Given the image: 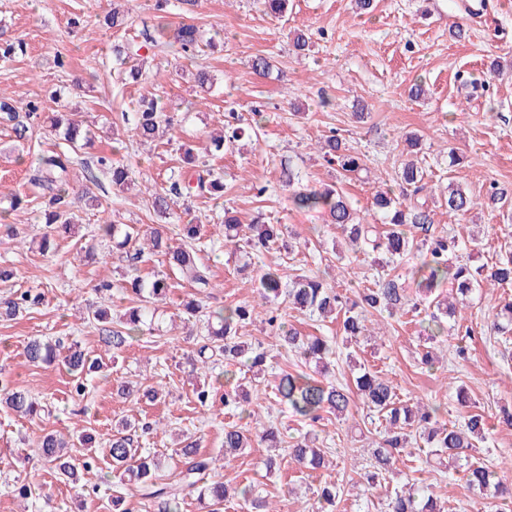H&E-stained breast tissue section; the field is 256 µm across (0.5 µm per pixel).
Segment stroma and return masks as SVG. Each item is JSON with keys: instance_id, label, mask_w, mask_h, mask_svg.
Returning <instances> with one entry per match:
<instances>
[{"instance_id": "1", "label": "stroma", "mask_w": 512, "mask_h": 512, "mask_svg": "<svg viewBox=\"0 0 512 512\" xmlns=\"http://www.w3.org/2000/svg\"><path fill=\"white\" fill-rule=\"evenodd\" d=\"M116 4L126 18L122 32L102 22ZM456 22L466 29L460 40L449 34ZM184 24L215 38L216 47L192 59L178 54L173 33ZM1 30L7 38L22 41L23 48L10 61L0 62V94L19 102L40 99L44 113L74 112L83 123L97 127L93 145L75 155L69 178L78 192L89 187L88 172L97 173L99 185L93 189L101 206L92 210L75 202L77 222L71 233L54 238L51 249L41 252L37 240L44 232L39 222L43 198L32 184L33 157L42 149H65L66 143L42 128L30 130L27 139L16 138L10 122L0 118V197L19 193L29 200L28 206L5 216L21 238L0 239V266L16 272L13 280L0 282V296L27 289L42 295L38 305L16 320L0 322V372L53 409L52 417L43 421L0 411V512H22L13 497L19 481L47 498L54 512H108L116 480L110 459L101 458L99 470L83 474L72 485L41 462L36 448L49 431L85 432L96 445H104L113 423L123 418L158 420V428L144 434L141 442L157 452L162 474H171L180 437L188 434L199 439L201 453L223 456L227 476L254 485L280 512H304L326 481L339 488L333 512H385L384 489L368 491L359 483L360 472L372 460V444L383 434L371 423L362 399H355L349 420L329 415L313 425L297 421L286 408H274L272 419L284 451L273 467L263 465L261 447L225 456L224 425L238 417L221 405L209 411L198 407L188 380L191 358L203 336L200 323L180 321L181 303L193 292L190 284L169 274L173 289L161 311L164 319L174 320L173 329L160 338L133 337L115 357L102 340L101 324L88 319L89 305L99 300L94 290L99 278L116 274L115 265L101 262L112 245L96 244L89 258L82 257L81 248L92 243L106 216L135 227L161 226L176 244L182 225L199 220L205 225L200 258L210 270L209 307L253 301L257 273L268 266L280 268L287 277L322 274L340 290L373 286L387 272L400 277L408 295H416L417 285L408 274L411 259L386 269L361 254L337 259L332 243L339 240V231L327 223L323 211L295 210L282 182V166L291 162L303 188L338 183L360 216L373 220L372 194L380 185L396 187L406 159L402 136L412 131L420 137L418 160L427 172L422 197L434 212L436 228L462 239L480 233L479 248L460 250L456 258L476 265L494 263L502 248L512 246V204L484 205L453 220L443 202L451 182L479 198L486 197L491 184L512 186V76L489 71L494 63L512 69V0H497L496 8L479 19L451 8L450 0H372L366 11L355 0H289L287 13L279 18L266 14L259 0H170L163 12L155 0H0ZM297 30L310 37L302 56L290 45ZM126 36L143 44L140 60L146 79L136 84H122L112 53L113 44ZM258 54L270 57L269 75L248 68L250 57ZM60 55L66 57V67H57ZM202 67L215 78L212 92L205 95L193 79ZM418 80L425 94L415 100L408 91ZM59 87L64 90L60 96L55 93ZM151 95L176 105L170 141L143 144L129 135L124 113ZM203 95L208 98L204 105L198 102ZM231 110L247 122L261 115L256 138L242 140L231 152L210 150V132L223 126ZM333 131L363 158L358 174L341 176L320 157L317 144ZM116 138L126 144L120 157L133 169V182L124 190L113 188L109 174L96 164ZM183 144L202 153L223 175L224 196L217 201L179 198L173 217L163 220L154 213L148 192L170 186ZM452 150L464 157L455 167L448 164ZM227 208L244 224L261 220L284 225L304 244L292 252L276 247L256 254L251 270L241 271L240 254L214 237V226ZM511 296L510 287L473 295L462 312L471 334L445 337L441 369L430 372L420 362L426 346L421 313L371 316L376 344L359 350L358 358L389 378L401 399L437 405L442 421L463 425L466 410L456 400L460 386L470 405L498 416L501 409H512V363L503 359V346L489 335L487 324ZM281 313L286 324L303 334L328 339L334 349L331 377L351 382L339 320L322 321L287 306ZM238 334L261 343L268 353L264 377L256 380L246 374L242 383L254 403L269 405L280 369L292 365L294 358L280 348L263 311H255ZM37 336L78 343L98 359V373L85 382L87 414L73 412L74 379L66 370L26 360L24 346ZM461 341L468 347L464 360L454 351ZM122 381L161 385L167 395L154 404L125 401L113 392ZM307 435L327 450L330 469L310 472L291 463L287 447ZM465 454L512 481V428L496 427L487 442ZM398 467L430 484L445 512L499 510L496 499L468 488L455 470L425 465L415 454L404 457Z\"/></svg>"}]
</instances>
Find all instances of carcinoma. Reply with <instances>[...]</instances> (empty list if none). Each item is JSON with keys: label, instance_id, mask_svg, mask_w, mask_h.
Returning <instances> with one entry per match:
<instances>
[{"label": "carcinoma", "instance_id": "1", "mask_svg": "<svg viewBox=\"0 0 512 512\" xmlns=\"http://www.w3.org/2000/svg\"><path fill=\"white\" fill-rule=\"evenodd\" d=\"M203 35L193 24L182 25L175 35L179 52L186 58L195 57L202 46ZM0 113L4 118L15 122L16 137L27 138L30 126L19 120L14 101L0 97ZM131 131L141 140H152L159 131L172 129L173 117L168 112L167 103L158 96L143 97L132 112ZM49 131L64 140L71 149H77L78 141L87 143L93 139L91 130H81L80 126L63 116L51 119ZM255 130L252 125L224 127V131L214 138V145L221 149L232 148L236 142L249 138ZM322 158L334 164L343 174H356L363 169V160L346 146L336 134L325 137L320 145ZM183 165L189 169L179 173L181 181H174L170 187L151 193V205L161 216L171 215L176 204L172 195H185L201 199H220L224 194L221 174L208 165H200L192 149L182 152ZM37 181L49 193V198L41 214L47 231L43 242H49L53 233L71 232L74 219L71 213V188L67 180L71 166L70 153L42 151L36 158ZM98 164L108 170L112 186L123 189L131 183V168L107 156L98 158ZM400 180L414 187V192L424 190V172L418 162L410 160L404 164ZM293 207L301 211L322 210L327 215V223L334 224L346 235L353 253L379 255L389 264L410 254L418 253L423 259L410 270L411 279L417 282L419 299H409L397 276H386L374 283V287L360 288L354 297H349L330 286L318 276L298 275L292 280L284 279L280 269L268 268L259 279L258 298L263 303L273 304L284 299L294 309L306 311L320 318L343 315L342 332L347 344L359 342L368 331L367 315L386 312L393 317L418 310L423 305L431 309L427 319L429 340L448 336L447 318H454L463 304V297L487 286L512 285V253L505 254L494 265L486 269L472 268L466 263L450 264L449 256L460 250L461 242L449 233L433 230V213L426 202L418 200L407 204L389 191L378 190L373 195L372 205L381 215V223L388 226L382 231L376 224H365L357 219L352 204L346 195L335 186L321 190L299 189L290 196ZM448 216L464 215L473 210L479 202L454 183H448L446 198ZM224 244L234 249L248 247L259 252L276 244L280 239L279 228L275 224H241L234 212L224 210V220L220 224ZM183 243L175 246L170 239L157 229L138 230L128 225L114 224L104 220L97 225V236L112 242V251L126 262V272L122 282L114 283L108 277L98 281L95 291L104 302L112 301L113 293H129L138 300V305L123 315L120 326L112 329L104 338L105 345L112 354L121 352L129 339L146 332L160 331L155 324L157 299L167 297L171 284L165 274H156L151 279L139 275V263L144 255L159 254L165 257L171 270L193 284L195 295L182 304L183 313L190 318H204L207 344L201 346L197 355L205 354L210 348L224 356V397L221 403L238 412L239 419H252L256 410L248 408L240 401L239 379L236 370L244 369L259 376L267 369V356L236 336L238 325L248 321L254 311L251 304L225 306L211 310L203 304V296L210 287L207 268L200 263L197 249L192 242L200 240L201 225L185 224ZM35 299L27 291L16 292L10 298L0 300V320L14 319ZM267 324L280 335L282 346L293 352L299 362L314 367L313 373L303 370L283 371L275 385V403L288 407L292 414L304 422L318 420L321 413L327 412L337 418H346L352 409V394L358 393L369 410L385 417L386 436L373 450L372 469L361 476V483L367 489L382 485L396 473V466L408 448L411 433L418 434L427 444L425 455L454 466L463 472L468 487L484 491L493 488L498 496L509 499L502 510L512 512V486L480 462L464 461L460 449L471 448L476 442L485 441L492 426L485 415L470 412L465 416L464 425L456 427L438 420V407L420 400L406 402L399 398L394 384L366 368H358L353 377L354 387L336 385L327 380L325 371L327 359L333 354L329 341L319 336H303L296 329L285 328L277 309L269 310ZM495 336L512 335V301H506L496 313L490 325ZM27 361L33 365H51L60 362L66 371L76 377L75 395H84V384L80 379L97 369V362L91 359L77 344L67 348L48 339L33 338L24 348ZM117 394L132 401L155 403L162 396V390L155 387L141 388L127 382L117 388ZM0 406L20 417H33L41 411L38 399L26 389L15 385L11 377L0 374ZM136 424L126 420L112 427L109 439L108 456L112 466L124 469L129 480L138 485L140 496L151 504L153 512H181L185 499L191 496L201 502H209L210 512H223L224 502L237 496L248 503L253 512H272L270 503L262 499L251 486L238 487L222 475L216 473V459L200 453L196 443L188 442L178 450L176 461L179 479L165 482L159 474L161 459L144 448L135 445ZM279 429L269 421L246 427L238 424L224 425V454L239 453L254 445L268 448L277 447ZM85 448L82 459L76 460L69 449L77 446ZM41 461L65 479L76 483L80 472L90 471L98 465V454L92 446V437L81 434L77 442H70L55 433H45L38 445ZM290 459L301 469L317 470L327 464L325 450L314 446L308 439L296 442L291 448ZM14 492L23 502V510L38 509L37 495L27 483L15 486ZM338 488L334 483H326L317 494L315 512H331L336 503ZM422 506L416 507L412 489L395 490L387 496V512H443L438 499L431 494H423ZM112 512H135L124 486L112 489L110 498Z\"/></svg>", "mask_w": 512, "mask_h": 512}]
</instances>
